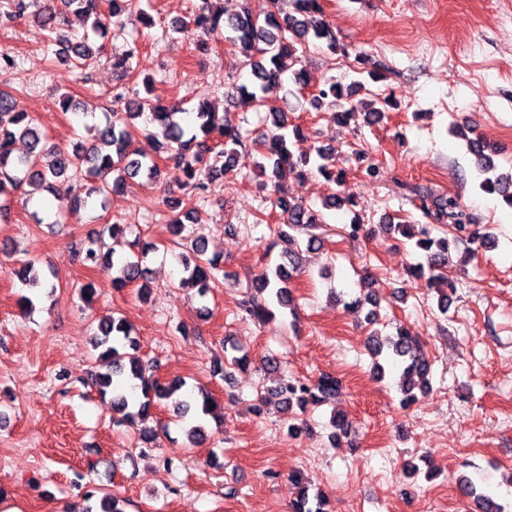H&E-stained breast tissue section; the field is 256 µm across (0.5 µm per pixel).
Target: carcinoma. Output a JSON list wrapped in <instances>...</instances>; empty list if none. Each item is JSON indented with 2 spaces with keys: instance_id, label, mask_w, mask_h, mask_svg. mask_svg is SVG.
<instances>
[{
  "instance_id": "carcinoma-1",
  "label": "carcinoma",
  "mask_w": 512,
  "mask_h": 512,
  "mask_svg": "<svg viewBox=\"0 0 512 512\" xmlns=\"http://www.w3.org/2000/svg\"><path fill=\"white\" fill-rule=\"evenodd\" d=\"M61 2L68 11L90 25L91 34L84 35L77 43L60 34L61 24L66 22V18L65 13L57 11L54 0H46L32 13L28 9L33 0H9V10L0 11V18L12 22L32 14L33 21L46 32L49 43L60 45V49L55 51L58 62L76 69L89 66L90 60L100 53L95 39L110 35L116 40L123 34L121 16L124 13L135 9L145 24H152L151 16L141 7V0H107L105 13L101 12L99 0ZM218 2L220 0H202L203 7L190 20L172 23V31L179 34L196 31L195 49L203 54L210 52L212 42L218 39L236 46L254 77L251 86L241 85L236 88V93L258 107L265 105L267 95L273 91L288 93L292 86L299 90L308 85L307 72L295 68V65L310 42L324 44L332 54L341 50L329 25L321 18L320 0H293L295 14L282 18L278 7L270 9L264 5L255 10L251 8L252 0H243V11L227 16ZM123 42L122 48L112 55V66L124 74L132 68L139 43L134 38H125ZM144 89L146 96L143 98L137 94L131 98L116 95L117 109L104 114V122L93 125L91 143L86 145L78 141L69 149L47 147V137L37 116L13 95L0 89V218L10 210L11 195L22 189L27 195L52 194L57 185L67 184L81 176L86 181L97 183V186L83 194L76 193L73 196L74 206L85 207L97 201L103 207L110 192L124 190L141 175L156 177L160 172L157 162L131 149V128L148 110L151 122L157 126V133L164 141L165 152L169 153L168 159L173 162L178 183L194 192L198 201L205 200L209 180L235 170L246 159L251 160L264 183L273 184L275 207L280 209L283 217L276 233L288 240V257L277 263L272 273L264 272L253 279L242 307L259 322L274 318L277 307H292L289 283L299 271L301 247L291 232L306 234V249L312 250L320 241L315 230L324 223L319 211L288 198L278 182L286 171L304 176L305 167L310 164V158L297 157L291 149V138L300 135V126L289 122L288 113L270 111V124L254 141L257 149L253 150L247 146L239 128L226 119V113L201 104L196 109L192 125L185 126L177 120V115L182 113L181 108L169 106L155 97L152 82H145ZM328 99L339 107L333 113V120L341 124L359 109L365 110L368 118L378 119L382 113L397 107L396 99L390 94H377L371 101L355 102L344 86L334 79L318 88L311 103L318 105ZM451 134L464 140L468 153L473 156L480 178L479 189L502 198L512 207V169L507 172L499 170L495 161L497 151L477 149L476 138L468 136L459 125L451 127ZM20 142L25 145V151L18 153L16 145ZM433 207L434 210L428 209L426 214L440 223L448 221L455 232L454 240L477 242L482 247L490 244L489 237L472 228V219L456 200L436 199ZM384 228L411 241L413 249L425 256V261L411 268L413 276L427 278L431 286L448 283L442 273L448 266L447 239L436 240L428 228L415 224H386ZM106 231L115 237L123 231V225L103 224L100 229L91 231L87 247L76 252L77 260L87 269L100 264L112 268L114 288H126L135 283L146 285V261L154 245L143 247L133 256L115 259L94 248L97 238ZM192 252L191 257L180 256L184 273L180 286L196 290L197 295L204 299L219 282L223 268L218 260L205 257L206 246L202 238L193 239ZM13 275L36 293L44 288L40 272L30 264L13 269ZM138 346L139 338L124 318L107 314L99 319L94 348L99 350L107 371L95 375V386L101 396H111L115 422L145 424L153 418L157 406L170 401L175 416L190 422L187 436L192 440L204 438L203 417L213 414L214 410L211 396L205 392L199 398L184 391L182 379L164 382L155 377L147 365L134 360L125 361L124 349L134 350ZM368 349L373 357H382L401 370L398 387L403 407L415 404L417 392L424 393L429 389L431 364L416 337L408 330L401 328L396 335L385 339L373 334L368 341ZM342 390V380L331 373H324L313 382L278 377L258 396L254 405L255 415H263L272 402L280 409L290 411L296 406L304 413L310 405L336 401ZM291 480L299 486L291 512H328L326 498L321 491H310L299 473ZM458 489L463 496L474 499L482 512H506L502 504L466 477L459 480Z\"/></svg>"
}]
</instances>
